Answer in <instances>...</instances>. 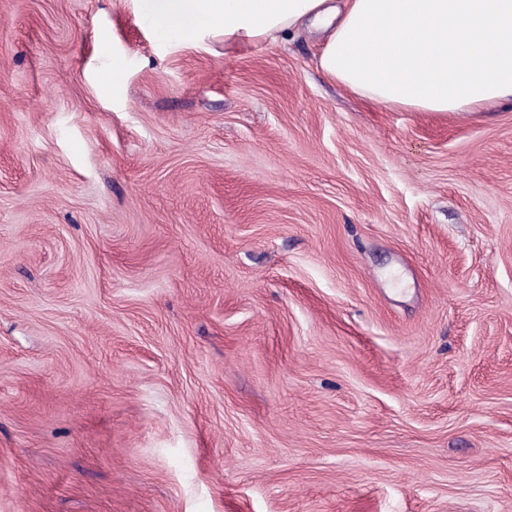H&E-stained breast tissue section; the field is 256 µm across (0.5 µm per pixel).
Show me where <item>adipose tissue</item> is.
<instances>
[{
  "label": "adipose tissue",
  "mask_w": 512,
  "mask_h": 512,
  "mask_svg": "<svg viewBox=\"0 0 512 512\" xmlns=\"http://www.w3.org/2000/svg\"><path fill=\"white\" fill-rule=\"evenodd\" d=\"M225 45L323 35L317 65L386 108L470 112L512 99V0H169Z\"/></svg>",
  "instance_id": "adipose-tissue-1"
}]
</instances>
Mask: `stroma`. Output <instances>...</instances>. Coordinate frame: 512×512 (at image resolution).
<instances>
[{"label": "stroma", "instance_id": "obj_1", "mask_svg": "<svg viewBox=\"0 0 512 512\" xmlns=\"http://www.w3.org/2000/svg\"><path fill=\"white\" fill-rule=\"evenodd\" d=\"M319 51L0 0V512H512V100Z\"/></svg>", "mask_w": 512, "mask_h": 512}]
</instances>
